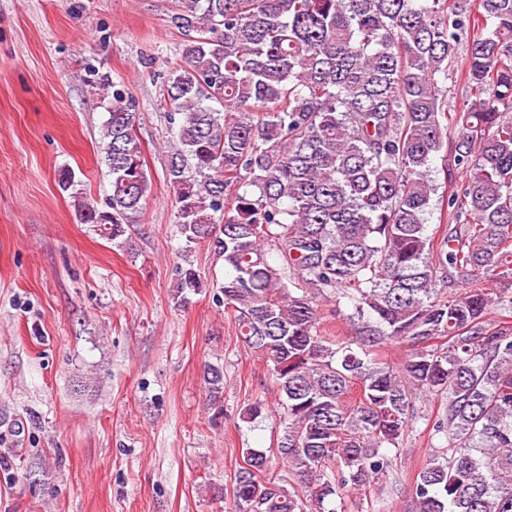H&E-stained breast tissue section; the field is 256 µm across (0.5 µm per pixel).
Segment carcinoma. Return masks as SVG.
Wrapping results in <instances>:
<instances>
[{
    "mask_svg": "<svg viewBox=\"0 0 512 512\" xmlns=\"http://www.w3.org/2000/svg\"><path fill=\"white\" fill-rule=\"evenodd\" d=\"M169 23L183 36L164 82L179 230L224 255V307L288 415L276 447L242 450L235 512H343L368 488L389 505L390 451L421 394L447 398L426 423L447 452L413 481L416 512H512V0H175ZM448 83L467 89L453 109ZM99 90L111 193L104 210L74 206L116 242L151 178L124 83ZM437 159L452 184L442 233L425 224ZM458 280L469 288L444 295ZM200 288L182 269L176 303ZM331 294L355 338L321 335ZM388 341L407 348L397 365L379 358ZM202 377L222 403L223 369Z\"/></svg>",
    "mask_w": 512,
    "mask_h": 512,
    "instance_id": "carcinoma-1",
    "label": "carcinoma"
}]
</instances>
